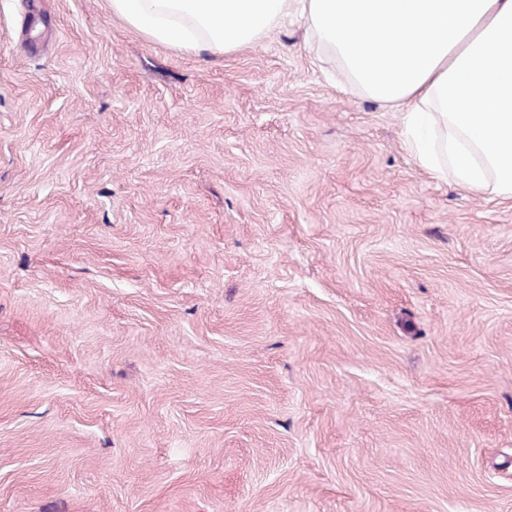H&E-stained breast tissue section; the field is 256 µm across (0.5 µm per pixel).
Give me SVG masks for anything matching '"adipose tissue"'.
Listing matches in <instances>:
<instances>
[{
  "instance_id": "adipose-tissue-1",
  "label": "adipose tissue",
  "mask_w": 512,
  "mask_h": 512,
  "mask_svg": "<svg viewBox=\"0 0 512 512\" xmlns=\"http://www.w3.org/2000/svg\"><path fill=\"white\" fill-rule=\"evenodd\" d=\"M170 48L224 54L301 10L347 88L403 112L436 177L512 199V0H109Z\"/></svg>"
}]
</instances>
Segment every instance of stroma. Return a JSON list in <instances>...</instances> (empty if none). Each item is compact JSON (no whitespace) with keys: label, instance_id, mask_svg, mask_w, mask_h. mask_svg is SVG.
I'll return each mask as SVG.
<instances>
[{"label":"stroma","instance_id":"obj_1","mask_svg":"<svg viewBox=\"0 0 512 512\" xmlns=\"http://www.w3.org/2000/svg\"><path fill=\"white\" fill-rule=\"evenodd\" d=\"M336 69L0 0V512H512V200Z\"/></svg>","mask_w":512,"mask_h":512}]
</instances>
